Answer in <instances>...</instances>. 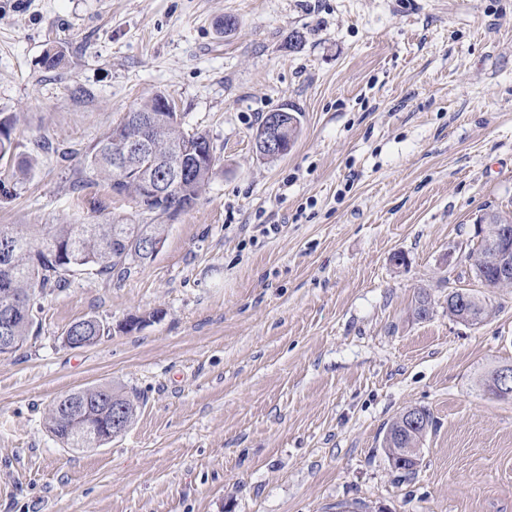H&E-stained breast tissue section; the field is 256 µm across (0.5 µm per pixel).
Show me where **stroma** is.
Instances as JSON below:
<instances>
[{"mask_svg":"<svg viewBox=\"0 0 512 512\" xmlns=\"http://www.w3.org/2000/svg\"><path fill=\"white\" fill-rule=\"evenodd\" d=\"M158 93L216 173L152 260L71 273L0 356V512H512V399L482 387L512 365V287L468 259L484 209L512 214V0H0V118L36 158L0 165V224L150 223L78 179ZM283 106L301 135L263 159ZM455 288L490 316L449 317ZM87 317L110 334L69 348ZM101 384L135 422L64 447L49 405ZM415 406L437 429L405 479L379 442ZM283 111L273 110L269 112L254 133V141L257 151L265 158L271 159L282 155L288 145L289 123L288 116L281 115Z\"/></svg>","mask_w":512,"mask_h":512,"instance_id":"obj_1","label":"stroma"}]
</instances>
